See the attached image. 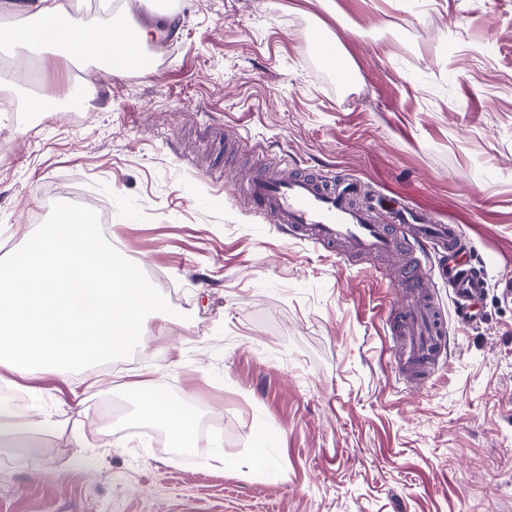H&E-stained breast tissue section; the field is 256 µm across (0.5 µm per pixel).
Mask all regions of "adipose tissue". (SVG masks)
<instances>
[{
    "label": "adipose tissue",
    "mask_w": 512,
    "mask_h": 512,
    "mask_svg": "<svg viewBox=\"0 0 512 512\" xmlns=\"http://www.w3.org/2000/svg\"><path fill=\"white\" fill-rule=\"evenodd\" d=\"M18 8L28 18L30 28L25 32L0 28L1 53L27 56L53 47L66 54L77 45L83 56L105 64L113 74L120 75L132 68L144 74L150 71L146 57L133 47L134 41L148 40V29H139L134 39L126 27L114 24L90 31L77 30L62 0H20ZM143 402L149 419L164 429L170 447H199L195 417L180 399L147 392Z\"/></svg>",
    "instance_id": "ef3b65f1"
}]
</instances>
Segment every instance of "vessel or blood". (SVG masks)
Segmentation results:
<instances>
[{"label":"vessel or blood","instance_id":"obj_1","mask_svg":"<svg viewBox=\"0 0 512 512\" xmlns=\"http://www.w3.org/2000/svg\"><path fill=\"white\" fill-rule=\"evenodd\" d=\"M247 189L250 201L272 223L286 225L290 234L324 247L344 242L365 253L414 249L424 254L434 246L446 253V261L436 264L420 260L403 265L400 274L411 284L425 287L437 279L451 283L459 302L484 286L483 276L462 258L461 225L443 223L432 212L398 198L363 201L364 190L353 177L323 171L279 177L262 173L252 177ZM389 323L400 337L393 356L402 370H423L446 342L444 317L430 297L392 309Z\"/></svg>","mask_w":512,"mask_h":512}]
</instances>
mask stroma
<instances>
[{"mask_svg": "<svg viewBox=\"0 0 512 512\" xmlns=\"http://www.w3.org/2000/svg\"><path fill=\"white\" fill-rule=\"evenodd\" d=\"M75 28L136 29L128 0H65ZM151 74L79 54L0 58V258L88 196L172 307L129 363L0 380L27 444L0 447V512H512V0H152ZM84 91L78 106L29 103ZM288 159L463 225L486 288L408 385L388 314L407 285L252 208L240 180ZM183 398L202 448L156 449L135 382ZM119 408L108 426L93 408ZM80 421L79 445L33 433Z\"/></svg>", "mask_w": 512, "mask_h": 512, "instance_id": "1", "label": "stroma"}]
</instances>
